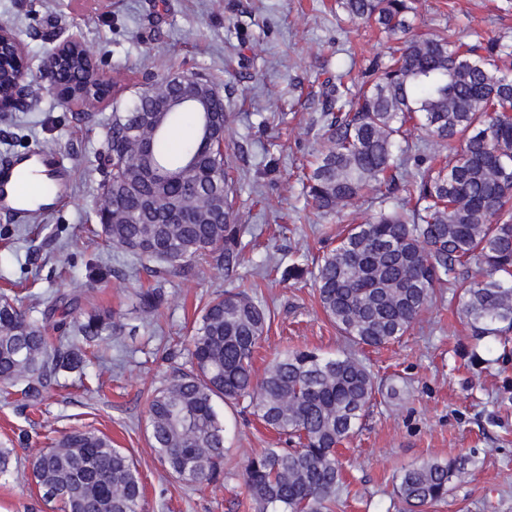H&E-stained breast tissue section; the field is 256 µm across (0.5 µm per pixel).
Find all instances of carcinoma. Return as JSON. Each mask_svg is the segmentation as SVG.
Instances as JSON below:
<instances>
[{
    "label": "carcinoma",
    "instance_id": "carcinoma-1",
    "mask_svg": "<svg viewBox=\"0 0 512 512\" xmlns=\"http://www.w3.org/2000/svg\"><path fill=\"white\" fill-rule=\"evenodd\" d=\"M353 20L397 42L372 60L352 89L341 74L324 94V144L304 174L308 201L330 215L368 193L379 209L350 224L323 253L312 276L322 311L350 344L378 348L400 341L427 308L438 284L459 291L461 313L478 336L512 332V36L470 42L444 27L413 32L412 0H336ZM67 90L95 96L99 86L75 57L59 73ZM198 75L181 111L146 132L150 151L136 153L126 117L161 101L130 98L112 118L81 111L74 119L99 126L102 151L95 169L112 192L120 224L100 225L105 242L142 262L184 268L203 255L231 279L246 244L234 223V189L224 152L209 144L207 117L224 128L221 98L201 100ZM189 114L199 134L174 147L171 136ZM422 133L411 142L409 128ZM449 146L448 156L426 152L427 140ZM198 192L224 195L222 223L191 216ZM477 269H472L471 264ZM152 314L161 288L138 294ZM72 304L49 299L35 316L0 293V384L22 385L36 407L59 373L80 369L87 353L115 334L118 323L90 312L68 322ZM269 312L235 287L209 299L188 340L190 367L178 368L151 397V446L168 473L188 484L215 480L224 470L226 430L215 402H247L268 429L297 444L264 448L243 464L249 499L259 512H331L343 488L340 445L380 392L361 359L309 350L278 354L261 378L253 357ZM82 340L49 335L67 325ZM41 499L63 512H140L143 485L133 459L112 440L74 429L33 458ZM465 463L434 460L403 470L397 493L408 512L448 496Z\"/></svg>",
    "mask_w": 512,
    "mask_h": 512
}]
</instances>
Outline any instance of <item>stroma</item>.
<instances>
[{
  "label": "stroma",
  "instance_id": "1",
  "mask_svg": "<svg viewBox=\"0 0 512 512\" xmlns=\"http://www.w3.org/2000/svg\"><path fill=\"white\" fill-rule=\"evenodd\" d=\"M414 25L447 26L462 40L512 31V0H414ZM22 31L34 104L0 112V157L50 149L70 170V194L26 222L0 210V288L14 283L23 304L63 296L78 311H111L122 329L101 345V362L61 373L40 409L0 398V448L16 451L0 476V512H61L44 503L30 460L50 439L80 428L108 436L136 463L142 512H255L244 461L284 445L249 410L219 404L227 428L224 472L190 485L172 477L151 446L148 401L186 360L182 344L196 307L229 284L211 259L164 273L165 301L142 314L137 294L155 279L137 259L92 235L101 176L91 160L97 131L75 121L42 77L56 44L78 37L95 58L122 59L118 98L133 85L177 72H202L224 97V153L235 168L236 221L250 246L237 282L270 319L255 353L263 375L275 353L354 351L397 395L378 397L342 449L343 490L334 512H405L401 472L429 460L465 458L447 499L429 512H512V334L472 336L452 289L436 296L413 328L380 349L350 348L324 316L310 274L327 239L377 210L371 197L324 217L298 179L322 143L320 102L327 80L357 77L389 41L337 15L334 0H0V24ZM301 262L307 275L284 280L268 267Z\"/></svg>",
  "mask_w": 512,
  "mask_h": 512
}]
</instances>
